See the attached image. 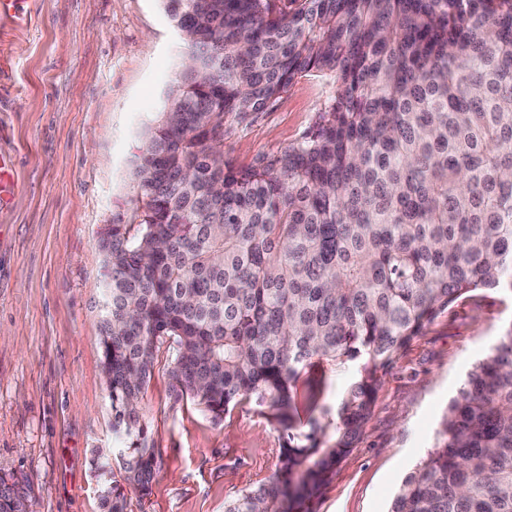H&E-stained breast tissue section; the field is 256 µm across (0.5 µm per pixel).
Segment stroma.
I'll list each match as a JSON object with an SVG mask.
<instances>
[{
	"instance_id": "obj_1",
	"label": "stroma",
	"mask_w": 512,
	"mask_h": 512,
	"mask_svg": "<svg viewBox=\"0 0 512 512\" xmlns=\"http://www.w3.org/2000/svg\"><path fill=\"white\" fill-rule=\"evenodd\" d=\"M186 46L160 0H23L0 18V153L15 189L0 208V471L39 512H102L94 455L116 458L112 404L96 323L103 304L102 228L130 216L131 163L163 112ZM331 78L298 80L268 112L230 130L236 166L279 152L312 129ZM512 324V299L477 291L427 326L382 376L360 440L301 512H389L404 477L434 445L471 368ZM355 374L301 371L321 385L308 419L326 422ZM158 470L127 512H224L266 483L285 430L255 400L220 419L178 396L158 352L143 401Z\"/></svg>"
}]
</instances>
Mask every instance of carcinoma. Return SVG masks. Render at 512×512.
I'll return each instance as SVG.
<instances>
[{
	"mask_svg": "<svg viewBox=\"0 0 512 512\" xmlns=\"http://www.w3.org/2000/svg\"><path fill=\"white\" fill-rule=\"evenodd\" d=\"M190 36L145 133L132 223L113 219L98 339L122 479L158 466L142 401L163 345L181 396L219 418L251 396L295 428L313 363H357L332 430L289 434L225 512H292L355 447L382 375L477 290L512 297V0H160ZM334 78L312 131L237 167L243 125L300 78ZM105 512H127L93 459ZM28 501L0 473V512ZM390 512H512V323L467 375Z\"/></svg>",
	"mask_w": 512,
	"mask_h": 512,
	"instance_id": "cac0c4a2",
	"label": "carcinoma"
}]
</instances>
